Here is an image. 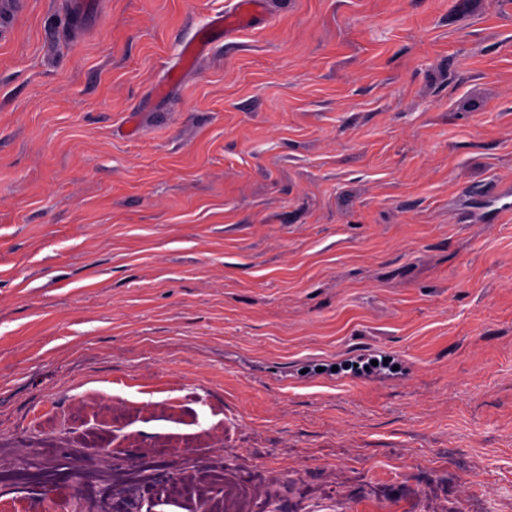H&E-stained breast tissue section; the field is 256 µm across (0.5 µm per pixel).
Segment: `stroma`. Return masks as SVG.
Segmentation results:
<instances>
[{
    "label": "stroma",
    "instance_id": "35a3bbf8",
    "mask_svg": "<svg viewBox=\"0 0 512 512\" xmlns=\"http://www.w3.org/2000/svg\"><path fill=\"white\" fill-rule=\"evenodd\" d=\"M65 2L0 40V469L63 512H186L134 460L511 507L512 0H266L173 83L229 0ZM368 350L408 379L305 371Z\"/></svg>",
    "mask_w": 512,
    "mask_h": 512
}]
</instances>
